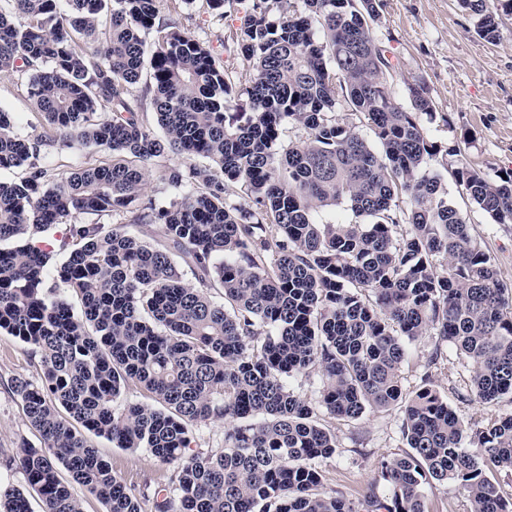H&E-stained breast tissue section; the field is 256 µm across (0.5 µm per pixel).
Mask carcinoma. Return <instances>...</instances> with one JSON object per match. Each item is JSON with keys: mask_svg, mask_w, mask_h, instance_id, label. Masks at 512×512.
<instances>
[{"mask_svg": "<svg viewBox=\"0 0 512 512\" xmlns=\"http://www.w3.org/2000/svg\"><path fill=\"white\" fill-rule=\"evenodd\" d=\"M160 2L0 3V73L26 74L21 88L46 118L22 138L0 109V171L26 167L0 181V332L41 366L36 382L12 379L41 437L14 462L44 512H83L75 485L105 512H143L92 435L171 468L154 512H428L433 482L458 485L471 512H512L489 477L512 472V415L466 423L429 376L402 384L428 336L427 366L444 345L471 365L452 387L458 401L512 399V283L448 199L438 156L454 157L459 192L496 224H512V171L492 181L430 141L424 83L408 86L410 108L396 103L373 34L382 0H167L165 19ZM233 4L221 45L252 63L245 84L181 22L184 6L222 20ZM458 4L488 42L512 15V0ZM342 100L374 140L339 121ZM290 127L301 138L285 146ZM58 148L112 161L72 168L52 160ZM154 167L162 199L146 193ZM341 204L349 221L325 217ZM82 214L119 221L71 223ZM59 224L67 256L49 279L50 253L31 239ZM134 224L163 225L165 245L136 238ZM216 284L222 303L208 293ZM314 370L312 403L291 381ZM131 383L154 403L118 404ZM390 410L407 447L376 463L391 498L355 504L324 489L336 433L319 413ZM215 421L224 451L189 453L198 425ZM0 512L32 509L5 487Z\"/></svg>", "mask_w": 512, "mask_h": 512, "instance_id": "cac0c4a2", "label": "carcinoma"}]
</instances>
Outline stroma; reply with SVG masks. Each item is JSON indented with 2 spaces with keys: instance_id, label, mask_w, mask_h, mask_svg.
<instances>
[{
  "instance_id": "35a3bbf8",
  "label": "stroma",
  "mask_w": 512,
  "mask_h": 512,
  "mask_svg": "<svg viewBox=\"0 0 512 512\" xmlns=\"http://www.w3.org/2000/svg\"><path fill=\"white\" fill-rule=\"evenodd\" d=\"M374 35L394 66L393 95L400 106L409 107L408 86L414 80L428 86L437 114L436 120L424 123L431 141L461 149L467 163L488 178L512 170V18H504L499 39L490 43L476 34L473 18L457 0H384ZM24 80L21 74H0V108L11 113L19 134L30 135L40 115L19 89ZM448 197L494 258L502 278L512 283V224L492 223L456 187H449ZM433 345L428 337L418 343L403 372L405 388L427 375L447 394L459 377L468 376L452 349L446 352V363L428 367ZM18 375L38 379V358L18 339L0 332V483L22 489L24 476L9 460L21 443L38 444L40 436L11 389ZM400 424L395 410L371 413L353 423L336 422V453L321 465L324 487L355 502L369 493L389 497L375 464L404 450ZM95 445L113 474L136 490L152 492L170 473L144 450L116 448L103 438Z\"/></svg>"
}]
</instances>
